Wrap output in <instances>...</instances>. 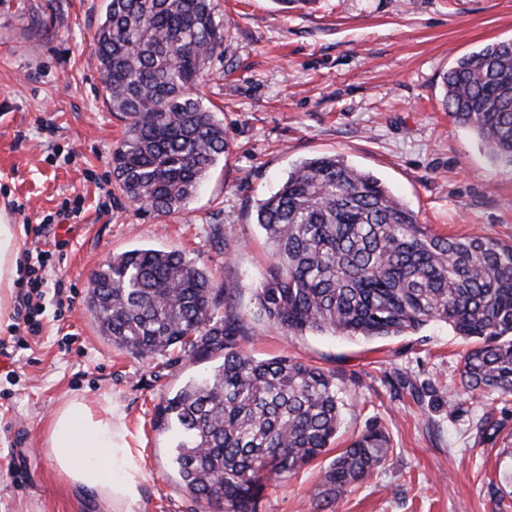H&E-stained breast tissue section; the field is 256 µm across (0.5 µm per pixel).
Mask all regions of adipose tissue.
Returning <instances> with one entry per match:
<instances>
[{
	"label": "adipose tissue",
	"mask_w": 512,
	"mask_h": 512,
	"mask_svg": "<svg viewBox=\"0 0 512 512\" xmlns=\"http://www.w3.org/2000/svg\"><path fill=\"white\" fill-rule=\"evenodd\" d=\"M21 250V233L0 218V322L10 317ZM48 444L56 471L73 489L94 492L103 512H134L144 474L117 407L71 398L54 412Z\"/></svg>",
	"instance_id": "adipose-tissue-1"
}]
</instances>
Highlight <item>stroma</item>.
<instances>
[{
  "label": "stroma",
  "mask_w": 512,
  "mask_h": 512,
  "mask_svg": "<svg viewBox=\"0 0 512 512\" xmlns=\"http://www.w3.org/2000/svg\"><path fill=\"white\" fill-rule=\"evenodd\" d=\"M105 5L0 0V214L23 228L48 225L45 238L25 235V250L63 242L45 275L74 298L63 311L45 298L40 336L24 349L0 347V512H102L50 458L49 420L76 395L122 412L145 475L138 512H202L179 483L155 414L222 355L132 357L100 335L86 309L94 272L134 248L184 253L231 288L254 357L291 356L359 376L342 435L378 420L393 453L335 512H497L486 486L512 473V422L489 444L472 419L512 411V400L435 413L383 380L396 368L447 396L461 387L468 342L441 322L387 340L291 335L273 325L255 303L270 262L256 209L293 165L336 154L383 181L432 231L512 243V167L493 164L455 125L442 88L457 58L512 39V0H317L288 13L273 0H216L226 37L200 94L224 125L228 151L170 215L140 209L112 179L124 122L103 98L93 49ZM67 202L81 204L79 219H58ZM318 476L315 465L297 471L255 512H316Z\"/></svg>",
  "instance_id": "stroma-1"
}]
</instances>
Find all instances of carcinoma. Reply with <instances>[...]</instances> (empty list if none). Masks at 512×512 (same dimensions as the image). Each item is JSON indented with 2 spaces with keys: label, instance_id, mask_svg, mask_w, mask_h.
Listing matches in <instances>:
<instances>
[{
  "label": "carcinoma",
  "instance_id": "1",
  "mask_svg": "<svg viewBox=\"0 0 512 512\" xmlns=\"http://www.w3.org/2000/svg\"><path fill=\"white\" fill-rule=\"evenodd\" d=\"M223 45L214 0H107L94 52L104 97L125 121L112 177L146 210H184L226 152L224 128L197 94ZM443 84L449 116L491 160L512 167V40L460 57ZM257 224L272 263L256 301L272 324L293 335L372 340L444 322L472 344L461 355L462 394L512 396L511 243L433 233L378 178L335 156L290 170L259 204ZM86 307L102 335L134 357L223 354L157 409L195 502L253 512L270 483L328 452L337 436L346 377L248 354L230 289L196 259L151 248L114 255L95 273ZM387 380L420 406L451 404L406 374ZM511 418L486 412L474 423L478 438L494 441ZM392 452L385 429L365 426L321 470L318 512H330Z\"/></svg>",
  "mask_w": 512,
  "mask_h": 512
}]
</instances>
